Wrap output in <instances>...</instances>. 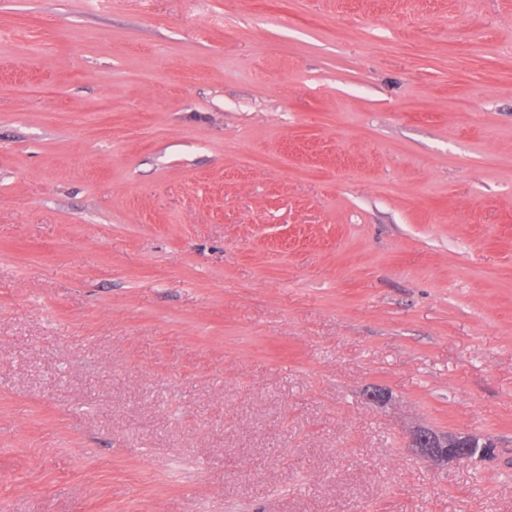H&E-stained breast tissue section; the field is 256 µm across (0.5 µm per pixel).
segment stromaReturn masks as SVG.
Listing matches in <instances>:
<instances>
[{"instance_id": "stroma-1", "label": "stroma", "mask_w": 512, "mask_h": 512, "mask_svg": "<svg viewBox=\"0 0 512 512\" xmlns=\"http://www.w3.org/2000/svg\"><path fill=\"white\" fill-rule=\"evenodd\" d=\"M0 512H512V0H0ZM410 445L421 456L435 461L471 459L477 452L489 453L492 447L488 442L478 446L476 438L470 436L438 433L424 427L413 431Z\"/></svg>"}]
</instances>
